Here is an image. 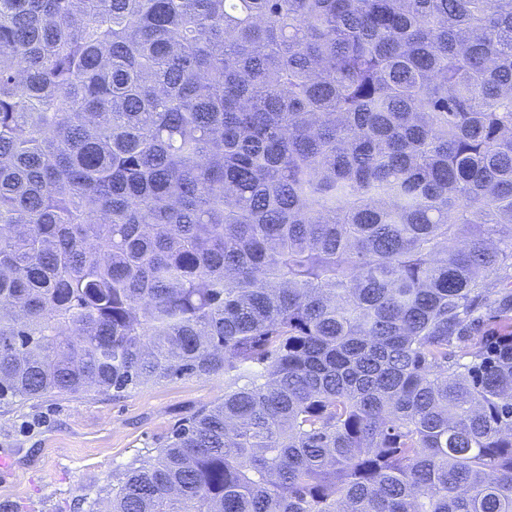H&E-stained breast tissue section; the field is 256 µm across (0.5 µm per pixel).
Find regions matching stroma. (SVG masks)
<instances>
[{
    "mask_svg": "<svg viewBox=\"0 0 512 512\" xmlns=\"http://www.w3.org/2000/svg\"><path fill=\"white\" fill-rule=\"evenodd\" d=\"M223 396V377L185 375L119 394L0 400V456L12 461L0 471V503L19 512H87L113 471L161 447Z\"/></svg>",
    "mask_w": 512,
    "mask_h": 512,
    "instance_id": "1",
    "label": "stroma"
}]
</instances>
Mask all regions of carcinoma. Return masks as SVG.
<instances>
[{
  "mask_svg": "<svg viewBox=\"0 0 512 512\" xmlns=\"http://www.w3.org/2000/svg\"><path fill=\"white\" fill-rule=\"evenodd\" d=\"M194 374L106 512H512V0H0V399Z\"/></svg>",
  "mask_w": 512,
  "mask_h": 512,
  "instance_id": "carcinoma-1",
  "label": "carcinoma"
}]
</instances>
